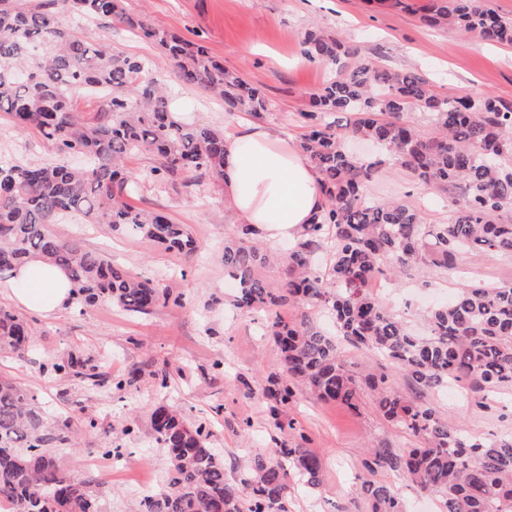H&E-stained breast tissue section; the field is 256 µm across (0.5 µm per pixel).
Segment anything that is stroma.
<instances>
[{
	"mask_svg": "<svg viewBox=\"0 0 512 512\" xmlns=\"http://www.w3.org/2000/svg\"><path fill=\"white\" fill-rule=\"evenodd\" d=\"M128 12L146 15L156 26L205 44L227 68L258 85L271 102L266 124L297 142L298 115L307 111L312 93L327 79L326 66L304 59L301 37L311 28L340 32L359 48L349 68L368 65L412 71L428 78L442 95L492 94L512 105V47L482 42L453 28L429 27L404 9L367 5L365 0H124ZM84 33L110 43L128 56L146 57L151 74L172 84L174 96L195 124L233 134L243 114L230 115L224 104L203 89L179 81L176 68L149 40L103 21H88ZM361 157L386 156L384 149L355 142ZM0 156L18 162H57L61 156L37 132L14 130L0 120ZM377 202L398 198L431 223L447 221L450 198L426 190L406 171L385 163L368 190ZM145 209L164 208L188 225L198 245L195 256L169 252L154 243L87 223L83 214L55 225L57 234L79 240L88 251L105 254L133 275L169 289L171 303L146 315H132L100 302L83 312L67 309L44 318L33 316L31 350L19 359L0 352V374L15 378L33 393L51 420L67 425L80 439L63 449L65 467L76 480L97 477L91 490L102 512H139L141 484L162 485L169 459L151 428L156 407L180 411L192 425L209 430L211 447L220 451L226 476L234 477L249 457L273 447L269 401L260 385L279 363L264 313L235 307L236 289L227 285L224 243L236 235L237 219L219 181H210L204 197L195 198L170 185L151 183L136 196ZM466 277L512 284V260L472 250L464 254ZM461 280L440 269L398 286L380 281L378 299L413 329L433 300L455 296ZM76 356L84 367H97L106 379L87 386L74 375L43 371L51 361ZM450 422L474 437L512 432V387L490 396L486 407L465 391L421 393ZM296 431L321 460V482L313 489L293 485L288 512H370L366 484H396L406 512H444L443 499L422 492L387 469L371 472L363 461L367 449L410 448L417 440L389 424L371 407H347L298 394L288 408ZM132 448L127 467L105 454L113 447Z\"/></svg>",
	"mask_w": 512,
	"mask_h": 512,
	"instance_id": "1",
	"label": "stroma"
}]
</instances>
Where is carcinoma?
<instances>
[{
  "label": "carcinoma",
  "mask_w": 512,
  "mask_h": 512,
  "mask_svg": "<svg viewBox=\"0 0 512 512\" xmlns=\"http://www.w3.org/2000/svg\"><path fill=\"white\" fill-rule=\"evenodd\" d=\"M108 20L159 46L185 83L219 96L224 111L254 120L269 101L238 71L199 43L125 12L121 0H0V115L18 131H36L64 154H82L85 167L60 163L0 161V275L32 256L67 271L75 308L99 301L131 314H147L171 294L58 236L51 225L70 212L92 224L139 235L167 251L193 254L187 225L169 214L128 203L146 182L189 173L184 187L202 193L224 171V133L174 120L169 92L150 76L146 58L129 57L65 24L63 17ZM421 21L458 25L488 42L512 47V18L482 0H429ZM303 54L331 69L300 113L299 147L321 176L325 208L306 225L288 253V276L279 287L260 274L269 261L241 226L224 244V271L239 282L235 304L270 315L280 350L277 371L264 387L270 415L282 433L294 429L288 404L307 389L322 400L356 411L369 390L374 410L419 444L370 451L369 471L390 469L420 490L439 493L447 512H512V433L486 440L448 423L432 404L408 398L369 372L358 378L341 356L336 338L309 316L286 320L285 305H315L331 312L337 335L381 356L388 366L426 391L455 383L484 403L512 386V285L470 281L449 302L430 311L428 334H411L386 310L372 283L421 275L429 267L460 272V255L473 247L512 258V106L484 94L441 95L415 73L359 66L346 60L358 49L339 35L309 30ZM92 90L102 107L92 121L71 107L72 97ZM424 113L433 126L422 133L407 119ZM335 113L349 115L338 125ZM358 138L388 148L389 160L427 188L452 194L448 221L431 224L401 201L376 203L367 196L380 163L351 154L345 140ZM149 152L159 165L144 172L125 167L133 153ZM329 251L324 272L311 264ZM31 325L0 308V351L22 358L31 347ZM151 425L169 468L162 489L141 501V512H288L291 484L319 485L321 462L301 435L254 454L235 478L209 446L201 426L174 410L155 409ZM72 445L67 430L50 422L15 380L0 376V508L4 512H98L85 491L91 481L71 478L56 453ZM371 512H403L394 487L364 488Z\"/></svg>",
  "instance_id": "carcinoma-1"
}]
</instances>
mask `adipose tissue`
Segmentation results:
<instances>
[{"label":"adipose tissue","mask_w":512,"mask_h":512,"mask_svg":"<svg viewBox=\"0 0 512 512\" xmlns=\"http://www.w3.org/2000/svg\"><path fill=\"white\" fill-rule=\"evenodd\" d=\"M221 183L239 224L261 240H298L304 225L325 205L314 164L279 130L266 125L247 122L225 138ZM0 289L37 314L59 313L72 304L65 271L39 258L16 266Z\"/></svg>","instance_id":"adipose-tissue-1"}]
</instances>
